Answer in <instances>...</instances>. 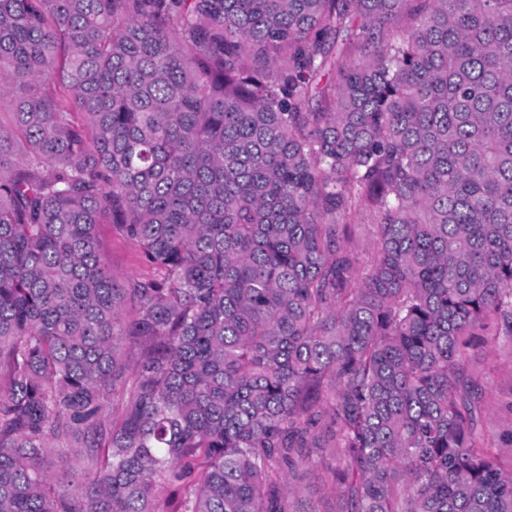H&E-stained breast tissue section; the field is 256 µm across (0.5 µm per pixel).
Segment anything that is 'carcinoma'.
<instances>
[{
	"label": "carcinoma",
	"instance_id": "1",
	"mask_svg": "<svg viewBox=\"0 0 512 512\" xmlns=\"http://www.w3.org/2000/svg\"><path fill=\"white\" fill-rule=\"evenodd\" d=\"M488 330L512 0H0V512H512ZM97 236L112 275L117 281L158 275L144 260L138 245L128 240L114 224L109 221L97 224ZM471 350L470 370L484 389L481 432L490 439L493 454L512 464V338L484 336ZM315 466L301 472L296 479L299 494L296 498V507L303 510H318L325 512L334 507V498L331 496L328 486L324 485L322 476L325 467L334 466L336 458L330 448H318L313 453Z\"/></svg>",
	"mask_w": 512,
	"mask_h": 512
}]
</instances>
